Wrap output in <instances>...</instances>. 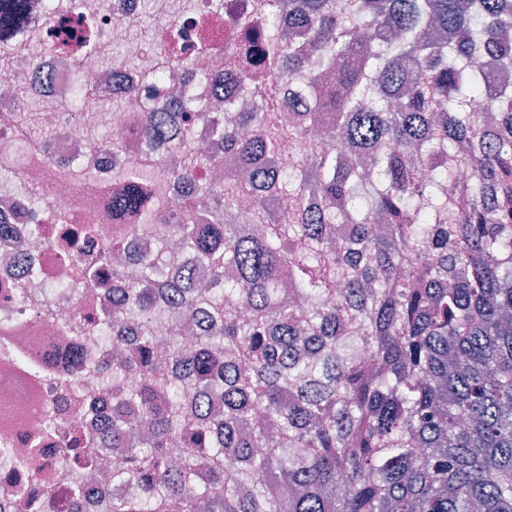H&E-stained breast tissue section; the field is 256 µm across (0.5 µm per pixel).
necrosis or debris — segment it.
Segmentation results:
<instances>
[{
	"mask_svg": "<svg viewBox=\"0 0 512 512\" xmlns=\"http://www.w3.org/2000/svg\"><path fill=\"white\" fill-rule=\"evenodd\" d=\"M213 0H54L24 28L0 42V59L9 68L0 78V148L22 151L18 168L0 173V222L14 225L11 237L0 236V482L11 477L25 483L34 499L51 498L56 512H101L94 494L69 510L70 482L46 483L44 475L62 470L65 432L76 424L94 427L98 419L82 414L68 376L77 360L45 365L48 353L82 351L104 358L122 352L117 340H105L66 326L81 315L85 291L71 283L76 266L94 261L101 238L83 240L79 249L61 256L42 248L28 232L41 211L54 212L48 229L62 233L81 224H97L111 234L116 219L109 205L126 159L98 148L84 122L68 108L69 92L83 85L86 101H113L99 116L101 126L136 138L143 112L170 99L198 93L197 76L209 74L223 84L230 68L226 56L191 55L179 80L156 86L149 70L165 66L167 50L158 40H140L132 27L144 6H152L163 28L188 29L191 17H209ZM80 21L87 42L74 52H47L65 26ZM124 48L140 68L106 63L113 48ZM29 84V99L40 104L57 131L47 142L30 146L9 116L18 106L12 80Z\"/></svg>",
	"mask_w": 512,
	"mask_h": 512,
	"instance_id": "necrosis-or-debris-1",
	"label": "necrosis or debris"
}]
</instances>
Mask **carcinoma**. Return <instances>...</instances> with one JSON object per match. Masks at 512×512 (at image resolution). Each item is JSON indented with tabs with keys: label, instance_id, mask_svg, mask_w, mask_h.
Segmentation results:
<instances>
[{
	"label": "carcinoma",
	"instance_id": "1",
	"mask_svg": "<svg viewBox=\"0 0 512 512\" xmlns=\"http://www.w3.org/2000/svg\"><path fill=\"white\" fill-rule=\"evenodd\" d=\"M27 2L0 0V35ZM261 10L234 19L251 50L224 81V107L249 96L251 110L226 125L187 102L143 121L149 139L182 128L166 174L187 192L159 204L207 196L212 222L165 223L133 159L112 207L138 223L77 270L110 290L112 255L159 225L138 281L87 317L130 353L82 358L112 374V420L70 429L62 478L95 473L112 450L125 462L95 488L107 512H512V0ZM285 96L305 110L276 111ZM201 119L247 178L196 181L224 166L190 148ZM16 121L47 140L41 114ZM316 125L336 151L309 140ZM286 137L299 152L281 165ZM246 203L245 227L233 215ZM161 305L192 326L191 344L157 333Z\"/></svg>",
	"mask_w": 512,
	"mask_h": 512
}]
</instances>
